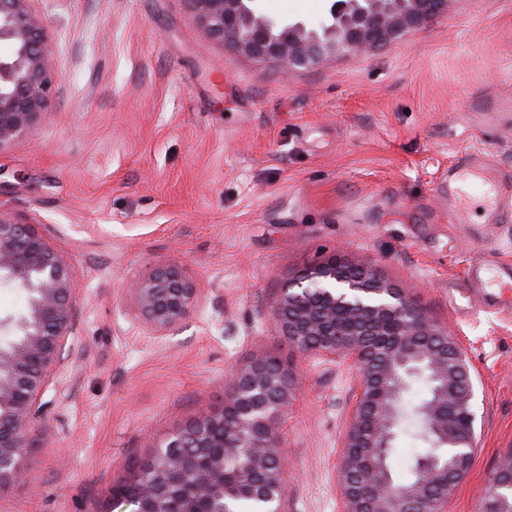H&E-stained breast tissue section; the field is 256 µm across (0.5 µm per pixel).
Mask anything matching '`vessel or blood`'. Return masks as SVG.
Returning a JSON list of instances; mask_svg holds the SVG:
<instances>
[{
	"label": "vessel or blood",
	"instance_id": "b4317fda",
	"mask_svg": "<svg viewBox=\"0 0 512 512\" xmlns=\"http://www.w3.org/2000/svg\"><path fill=\"white\" fill-rule=\"evenodd\" d=\"M443 183L448 188V209L459 224L469 221L466 207L469 191H480L490 197L498 208L512 204V178L495 177L476 156L469 157L464 163L450 166L443 176ZM470 275L482 283L499 288H512V264L499 265L493 269L475 266L471 268Z\"/></svg>",
	"mask_w": 512,
	"mask_h": 512
}]
</instances>
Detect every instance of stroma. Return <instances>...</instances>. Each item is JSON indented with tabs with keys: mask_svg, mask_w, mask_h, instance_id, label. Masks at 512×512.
Returning <instances> with one entry per match:
<instances>
[{
	"mask_svg": "<svg viewBox=\"0 0 512 512\" xmlns=\"http://www.w3.org/2000/svg\"><path fill=\"white\" fill-rule=\"evenodd\" d=\"M33 7L60 80L38 124L0 149V216L36 225L79 292L0 512H110L113 487L221 407L227 371L258 351L297 378L282 512H344L354 372L299 353L271 315L289 279L335 255L460 339L479 377V449L446 512H482L512 456V310L470 268L512 262V219L489 223L476 196L454 223L438 185L470 153L512 172V0H455L365 53L288 72L206 38L187 0ZM167 265L199 295L157 331L129 286Z\"/></svg>",
	"mask_w": 512,
	"mask_h": 512,
	"instance_id": "35a3bbf8",
	"label": "stroma"
}]
</instances>
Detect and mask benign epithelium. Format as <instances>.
<instances>
[{"label":"benign epithelium","mask_w":512,"mask_h":512,"mask_svg":"<svg viewBox=\"0 0 512 512\" xmlns=\"http://www.w3.org/2000/svg\"><path fill=\"white\" fill-rule=\"evenodd\" d=\"M34 0H0V147L20 140L46 114L58 84ZM206 33L286 69L314 65L330 54L362 52L409 33L448 11L454 0H332L315 24L265 14L260 0H187ZM28 294L13 323L15 337L0 345V483L22 478L25 429L38 417L39 396L71 333L75 294L69 261L32 224L0 217V281ZM132 292L149 324L166 330L194 306L197 286L174 266L137 282ZM298 351L343 357L357 373L339 462L344 512H444L450 495L471 470L479 447L476 385L459 341L437 326L399 289L369 267L334 258L305 268L282 288L272 312ZM407 372L437 382L419 409L426 438L446 448L451 461L429 457L418 481L393 485L384 465L371 468L391 447L401 407L392 383ZM294 395L292 372L258 352L232 369L224 405L205 410L156 447L134 481L113 489L112 509L132 512H235L237 494L280 512L286 465L279 453V422ZM244 456L252 469L241 485L226 468ZM482 512H512V465H502L484 492Z\"/></svg>","instance_id":"obj_1"}]
</instances>
